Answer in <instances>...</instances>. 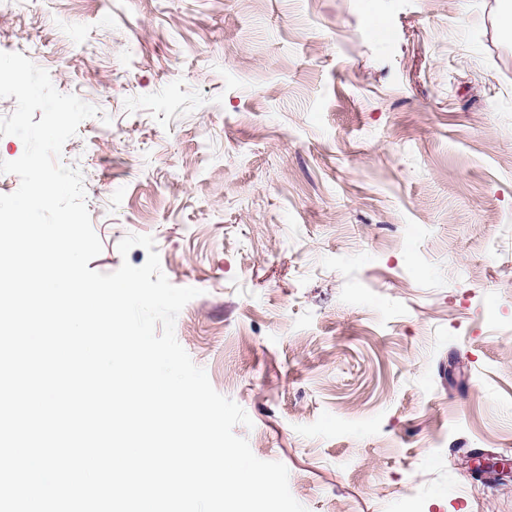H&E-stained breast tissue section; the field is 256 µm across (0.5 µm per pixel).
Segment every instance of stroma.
<instances>
[{
  "label": "stroma",
  "instance_id": "35a3bbf8",
  "mask_svg": "<svg viewBox=\"0 0 512 512\" xmlns=\"http://www.w3.org/2000/svg\"><path fill=\"white\" fill-rule=\"evenodd\" d=\"M496 0H23L0 51L97 107L101 253L200 289L175 335L307 512H512V37ZM376 12L389 30L367 25Z\"/></svg>",
  "mask_w": 512,
  "mask_h": 512
}]
</instances>
